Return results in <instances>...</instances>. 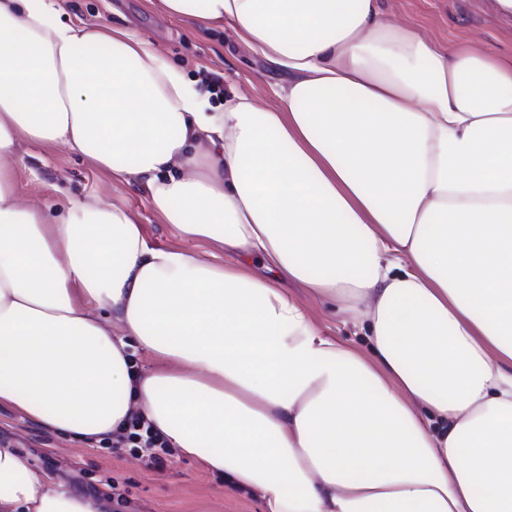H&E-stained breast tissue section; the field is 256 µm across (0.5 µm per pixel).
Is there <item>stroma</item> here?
I'll use <instances>...</instances> for the list:
<instances>
[{
	"instance_id": "stroma-1",
	"label": "stroma",
	"mask_w": 512,
	"mask_h": 512,
	"mask_svg": "<svg viewBox=\"0 0 512 512\" xmlns=\"http://www.w3.org/2000/svg\"><path fill=\"white\" fill-rule=\"evenodd\" d=\"M395 21L415 22L440 48L457 43L488 47L512 56V14L498 0H384ZM64 20L107 24L150 39L162 56L186 77L220 78L224 89L247 95L262 106L274 104L277 82L231 30L202 31L191 23L157 12L149 0H63ZM16 171L17 192L28 199L59 202L95 199L128 210L141 224L150 246L176 248L203 256L217 253L213 243L181 236L163 223L144 188L113 183L109 172L63 147L25 143ZM325 335L365 347L360 329L321 300L301 293ZM0 438L29 452L37 469H62L68 483L94 493L120 487L117 512H261L251 495L224 493V477L197 459L171 451L164 470L148 469V449L113 447L100 442L78 445L8 406L0 407Z\"/></svg>"
}]
</instances>
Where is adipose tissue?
Returning <instances> with one entry per match:
<instances>
[{
	"instance_id": "obj_1",
	"label": "adipose tissue",
	"mask_w": 512,
	"mask_h": 512,
	"mask_svg": "<svg viewBox=\"0 0 512 512\" xmlns=\"http://www.w3.org/2000/svg\"><path fill=\"white\" fill-rule=\"evenodd\" d=\"M156 5L229 27L286 74L281 105L214 108L151 42L0 0V406L76 443L140 415L263 512H512V58L440 49L379 0ZM24 142L144 187L228 262L150 247L119 206L21 201ZM0 512L112 500L0 439ZM288 288L296 293L302 302L314 312L325 335L342 339L361 348H366L367 343L363 336L364 332L361 331L359 326H355L350 321H347L345 316L337 311V308L335 311L326 303L305 293L302 289L295 288L291 284H288Z\"/></svg>"
}]
</instances>
